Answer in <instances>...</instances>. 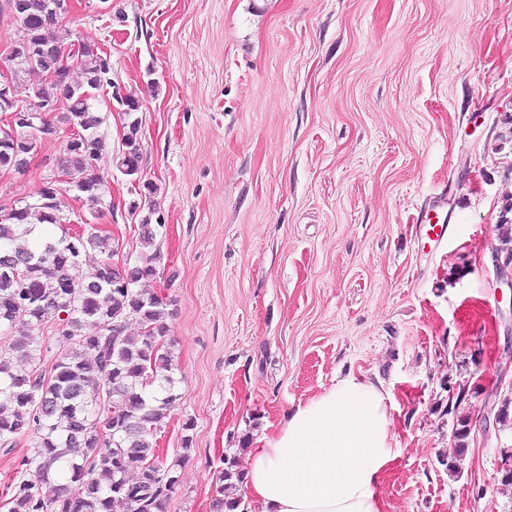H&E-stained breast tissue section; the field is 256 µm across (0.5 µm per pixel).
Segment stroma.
<instances>
[{
  "label": "stroma",
  "instance_id": "stroma-1",
  "mask_svg": "<svg viewBox=\"0 0 512 512\" xmlns=\"http://www.w3.org/2000/svg\"><path fill=\"white\" fill-rule=\"evenodd\" d=\"M72 4V41L106 51L139 102L156 191L115 169L125 118L102 93L100 212L62 182L64 216L113 228L135 259L142 217L165 219L148 286L182 399L156 438L185 463L164 512H210L224 456L350 373L394 394L385 512H512V416H495L512 401V298L491 261L512 205V0ZM69 133L0 173V209L58 175ZM436 207L446 228L424 222Z\"/></svg>",
  "mask_w": 512,
  "mask_h": 512
}]
</instances>
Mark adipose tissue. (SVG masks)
<instances>
[{"mask_svg": "<svg viewBox=\"0 0 512 512\" xmlns=\"http://www.w3.org/2000/svg\"><path fill=\"white\" fill-rule=\"evenodd\" d=\"M393 401L379 380L350 375L298 404L248 453L253 512H385Z\"/></svg>", "mask_w": 512, "mask_h": 512, "instance_id": "obj_1", "label": "adipose tissue"}]
</instances>
